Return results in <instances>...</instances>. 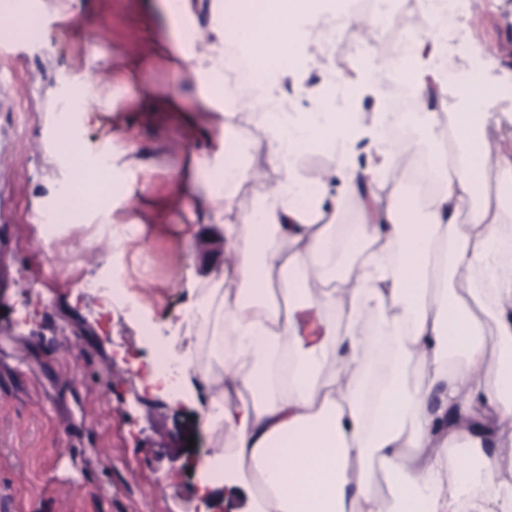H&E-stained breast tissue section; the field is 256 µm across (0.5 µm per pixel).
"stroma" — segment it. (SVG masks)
I'll list each match as a JSON object with an SVG mask.
<instances>
[{
    "mask_svg": "<svg viewBox=\"0 0 512 512\" xmlns=\"http://www.w3.org/2000/svg\"><path fill=\"white\" fill-rule=\"evenodd\" d=\"M143 0H76L72 14L57 15L43 0L41 35L0 56V498L8 512H249L247 497L222 488L201 497L199 460L207 441L188 401L146 391L122 362L124 354L151 361L157 348L181 350L209 342L210 326L172 336L186 303L188 279L209 281L230 246L204 211L188 217L177 198L173 170L185 163L184 138L164 112H141L145 92L194 85L166 48L141 36ZM484 20L470 31L489 79L512 89V0H482ZM100 59L85 64L90 46ZM354 38L334 57L316 58L302 106L315 99L330 64L354 61ZM96 77L113 70L124 79L114 94L112 141L135 134L140 152L124 164L122 190L134 206L112 202V220L137 224L140 234L118 251L91 244L85 225L67 224L51 252L39 242L43 225L29 223L60 171L47 153L58 136L48 91L59 70ZM195 220L194 249L181 226ZM124 274L156 336L138 324L103 313L99 294L73 288L80 277Z\"/></svg>",
    "mask_w": 512,
    "mask_h": 512,
    "instance_id": "stroma-1",
    "label": "stroma"
}]
</instances>
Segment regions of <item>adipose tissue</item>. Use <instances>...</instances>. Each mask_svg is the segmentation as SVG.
Returning <instances> with one entry per match:
<instances>
[{
	"label": "adipose tissue",
	"mask_w": 512,
	"mask_h": 512,
	"mask_svg": "<svg viewBox=\"0 0 512 512\" xmlns=\"http://www.w3.org/2000/svg\"><path fill=\"white\" fill-rule=\"evenodd\" d=\"M145 13L166 24L196 94L189 104L149 93L141 106L162 104L187 136H205L175 180L182 202L211 204L231 241L219 278L207 290L188 285L180 314L185 325L211 314L230 350L221 373L181 354L177 398L195 403L204 434L233 436L231 454L203 459L202 469L220 466L225 485L245 488L250 512H512V152L490 133L500 123L495 85L472 72L448 102L439 43L416 41L404 76L431 146L422 212L387 181L420 155L389 148L384 113L329 116L320 136L332 163L316 177L288 161L289 131L307 129L311 115L289 125L266 100L303 87L307 68L264 69L250 93L256 134L224 109L229 39L248 53L305 60L313 29L340 20L359 41L376 39L363 19L314 11L309 0H261L262 21L243 39L226 23L240 15L238 0L205 27L193 0H145ZM390 68L374 56L329 75L364 93ZM245 143L281 173L257 193L261 224L248 223L237 184L214 183ZM111 152L107 138L78 166L67 144L52 155L68 172L50 190L62 223H108L109 210L91 208L88 195ZM77 181L81 193L64 198ZM351 206L357 222L342 223Z\"/></svg>",
	"instance_id": "adipose-tissue-1"
}]
</instances>
